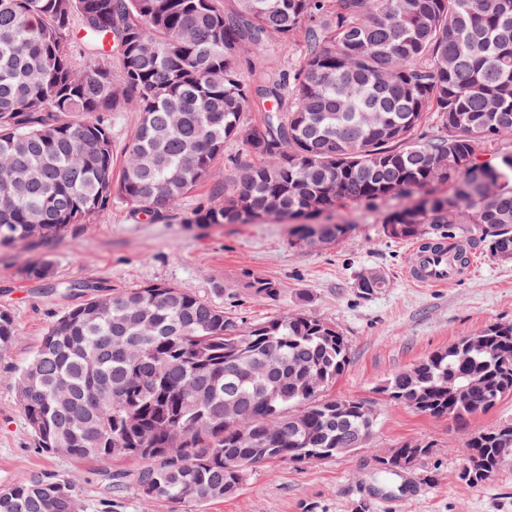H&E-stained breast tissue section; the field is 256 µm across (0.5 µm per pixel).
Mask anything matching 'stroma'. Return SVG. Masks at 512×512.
<instances>
[{
    "label": "stroma",
    "instance_id": "stroma-1",
    "mask_svg": "<svg viewBox=\"0 0 512 512\" xmlns=\"http://www.w3.org/2000/svg\"><path fill=\"white\" fill-rule=\"evenodd\" d=\"M232 172L217 160L208 182L154 221L121 201L88 223L33 250L0 247V307L11 310L15 341L0 350V491L30 479L64 474L74 481L84 512H512V467L484 485L458 477L461 450L478 430L512 421V396L465 421L434 418L387 399L377 388L394 373L493 323L512 322V262L476 250L469 276L447 288H421L405 273L411 241L385 236L357 204L323 211L318 224H343L339 242L311 247L296 225L274 218L254 224H190L214 184ZM47 258L58 282L94 281L109 292L168 283L224 308L227 316L262 322L305 312L338 329L349 345L346 368L329 393L367 400L376 412L374 432L355 453L303 464L274 462L249 470L239 493L196 509L143 498L130 474L138 461L82 462L42 452L17 398L15 373L31 358L50 325L81 296L66 298L22 279L28 263ZM382 271L386 288L360 297L357 275ZM256 279L275 281L273 300L255 294ZM429 443L427 456L389 481L380 478L379 455L405 442Z\"/></svg>",
    "mask_w": 512,
    "mask_h": 512
}]
</instances>
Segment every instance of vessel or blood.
<instances>
[{
    "label": "vessel or blood",
    "mask_w": 512,
    "mask_h": 512,
    "mask_svg": "<svg viewBox=\"0 0 512 512\" xmlns=\"http://www.w3.org/2000/svg\"><path fill=\"white\" fill-rule=\"evenodd\" d=\"M469 273V268L460 266L447 240H440L437 247L425 251L413 246L409 253L407 277L417 286L445 288L460 282Z\"/></svg>",
    "instance_id": "obj_1"
}]
</instances>
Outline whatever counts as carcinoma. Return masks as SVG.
<instances>
[{
	"mask_svg": "<svg viewBox=\"0 0 512 512\" xmlns=\"http://www.w3.org/2000/svg\"><path fill=\"white\" fill-rule=\"evenodd\" d=\"M250 50L251 79L239 51ZM296 59L288 61L289 52ZM118 60L119 71L112 70ZM259 103L252 128L244 112ZM139 121L114 172L112 113ZM512 0H0V247L34 246L117 198L155 219L206 181L227 144L229 185L192 224L296 220L346 202L389 238L482 245L512 261ZM491 149L492 160L482 159ZM329 243L343 224H302ZM53 277L46 258L22 269ZM387 286L371 269L355 288ZM267 299L280 294L254 281ZM16 337L0 309V350ZM349 359L332 324L302 312L263 322L166 283L97 293L57 318L15 377L39 447L75 460L140 458L146 498L195 505L236 493L272 461L339 454L373 431L360 398H327ZM234 373H225L227 364ZM279 387L273 399L264 392ZM388 398L463 420L512 396V323L491 324L382 383ZM243 409L224 420V405ZM405 443L380 457L394 475ZM479 486L512 466V423L470 435ZM0 512H83L65 475L0 492Z\"/></svg>",
	"mask_w": 512,
	"mask_h": 512,
	"instance_id": "obj_1",
	"label": "carcinoma"
}]
</instances>
